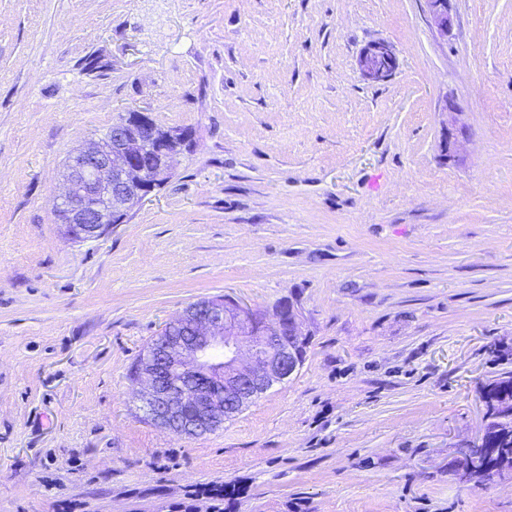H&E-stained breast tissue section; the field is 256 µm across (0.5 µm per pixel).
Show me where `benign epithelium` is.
<instances>
[{
  "label": "benign epithelium",
  "instance_id": "benign-epithelium-1",
  "mask_svg": "<svg viewBox=\"0 0 512 512\" xmlns=\"http://www.w3.org/2000/svg\"><path fill=\"white\" fill-rule=\"evenodd\" d=\"M432 24L448 33V0H426ZM393 47L379 41L359 58L363 76L387 81L397 68ZM446 151L461 150L457 109L446 105ZM185 129L158 126L149 113L131 109L104 138L74 153L64 169L67 189L54 218L68 235L94 239L113 224L127 223L141 202L173 176V161L189 141ZM307 332L293 305L272 315L244 307L228 295L189 304L165 326L160 341L140 356L138 409L160 429L197 437L220 427L273 386L303 367ZM484 440L464 448L462 481L481 473Z\"/></svg>",
  "mask_w": 512,
  "mask_h": 512
}]
</instances>
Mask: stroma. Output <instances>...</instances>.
Listing matches in <instances>:
<instances>
[{"label": "stroma", "mask_w": 512, "mask_h": 512, "mask_svg": "<svg viewBox=\"0 0 512 512\" xmlns=\"http://www.w3.org/2000/svg\"><path fill=\"white\" fill-rule=\"evenodd\" d=\"M450 9L443 36L425 0H0V512H512V477L458 476L512 372V0ZM131 108L192 143L70 239L63 166ZM224 294L293 302L305 363L162 431L131 373ZM397 56L393 47L379 41L368 46L359 58L363 76L372 83L387 81L397 68ZM447 115H448V135L446 137V151L448 158H455L458 152L461 150V141L458 139L457 134L460 133L463 137L464 128L457 126L456 115L459 114L457 109L452 104H446Z\"/></svg>", "instance_id": "1"}]
</instances>
